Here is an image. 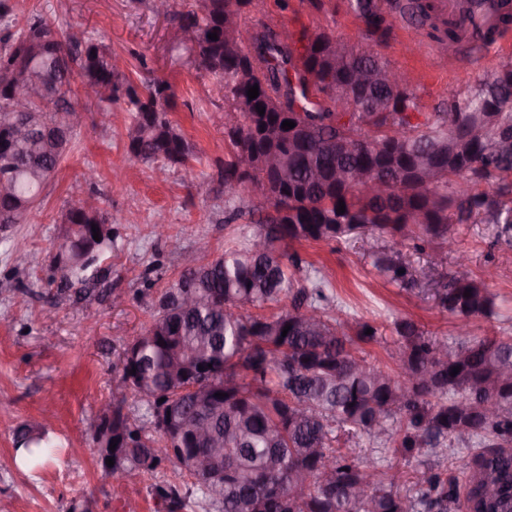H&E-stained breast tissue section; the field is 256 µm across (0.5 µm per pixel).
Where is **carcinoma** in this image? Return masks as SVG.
Returning a JSON list of instances; mask_svg holds the SVG:
<instances>
[{
	"mask_svg": "<svg viewBox=\"0 0 512 512\" xmlns=\"http://www.w3.org/2000/svg\"><path fill=\"white\" fill-rule=\"evenodd\" d=\"M245 2L252 0H199L182 16V28L194 38L198 69L216 81L224 110L236 119L224 161L228 199L254 192L269 212L252 240L186 269L163 289L150 324L119 354L117 379L138 397L141 413L116 403L112 430L125 447L109 452L112 477L151 476L173 463L188 471L191 493L211 512H448L456 502L465 512H512V336L450 342L401 319L390 354L395 368L369 363L359 344L379 341V329L349 325L323 281L303 285L284 262L290 243L357 232L416 249L447 243L450 224H494L497 237L511 238L512 57L448 109L426 112L418 87L367 81L363 74L394 71L374 49L389 36L390 12H407L420 27L432 19L431 0H347L364 26L354 46L306 29L285 39L266 23L246 32ZM212 33L218 39H209ZM22 66L30 79L50 81L53 93L16 112L11 92L0 85V187H10L9 195L0 194V224L26 221L68 152L79 112L74 83L94 90L88 103L131 107L125 138L133 158L192 173L191 146L169 118L175 94L166 81L127 79L101 43L78 31L60 33L41 18L0 34V73ZM254 85L259 95L251 100ZM258 105L265 107L262 116ZM290 112L302 127L293 140L282 128ZM452 113L482 121V133L470 137L449 124ZM19 123L66 137L38 146L15 140L11 130ZM355 140L371 149L350 150ZM247 145L278 155L288 170L278 191L268 190L272 175L263 168L241 178L238 158ZM361 171L386 182L396 201L365 195L354 180ZM105 221L92 199L72 201L54 260L60 284L86 281L98 254L112 248L110 229L92 250L78 247L93 235L92 225ZM186 286L203 302L186 305ZM439 305L463 332L473 319L495 314L486 279L467 275L448 282ZM175 359L188 369L183 379L169 374ZM455 367L460 371L452 376ZM187 384L225 397L200 406L177 392ZM489 401L491 413L483 411ZM163 404L190 426L206 422L218 445L170 446L156 421ZM362 437L418 458L414 492H400L389 469L353 456L347 444ZM459 444L479 448L462 486L448 468L431 463ZM51 447L46 434L21 429L11 461L36 464ZM200 456L209 471L190 468L188 460ZM154 492L165 512L185 509L178 486L157 485Z\"/></svg>",
	"mask_w": 512,
	"mask_h": 512,
	"instance_id": "1",
	"label": "carcinoma"
}]
</instances>
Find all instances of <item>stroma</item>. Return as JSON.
Returning a JSON list of instances; mask_svg holds the SVG:
<instances>
[{
	"label": "stroma",
	"mask_w": 512,
	"mask_h": 512,
	"mask_svg": "<svg viewBox=\"0 0 512 512\" xmlns=\"http://www.w3.org/2000/svg\"><path fill=\"white\" fill-rule=\"evenodd\" d=\"M195 3L175 0L171 13L160 15L151 0H10L14 28L38 16L62 29H81L124 57V74L132 81L149 75L167 80L175 93L170 119L192 147L197 181L183 183L173 167L157 177L153 164L127 152L126 105H112L105 114L92 104L81 113L71 149L41 204L25 223L0 224V455L11 453L22 428L48 426L58 443L38 471L0 470V512H164L154 485L192 488L191 476L168 464L152 478H129L122 497H114L90 433L99 404L112 400V364L124 344L149 324L157 293L186 268L243 244L258 230L255 215L234 214L224 191L230 152L224 96L195 68L188 50L191 35L177 18ZM263 22L293 32L324 30L350 45L363 30L346 0H323L318 8L309 0H260L243 26ZM379 51L420 85L428 112L447 105L475 73L491 70L506 55L502 49L439 42L399 16ZM91 168L98 177L87 189L99 196L112 221L113 244L92 266L88 284H74L60 295L50 278L61 219L73 185ZM159 211L170 226L163 238L151 232ZM449 235V247L403 249L401 282L375 265L378 256L391 251L386 238L354 234L293 243L288 250L301 258V275L328 280L350 323L379 327L381 340L362 345L361 351L368 361L386 364L395 321L407 318L432 338L455 339V320L439 307L437 293L450 277L477 278L488 267L498 273L489 285L496 314L475 319L471 335L512 333V243H498L491 224H454ZM20 252L34 255L31 267L16 268ZM356 455L362 464L393 468L401 476V490H411L415 462L399 449L363 440Z\"/></svg>",
	"instance_id": "obj_1"
}]
</instances>
